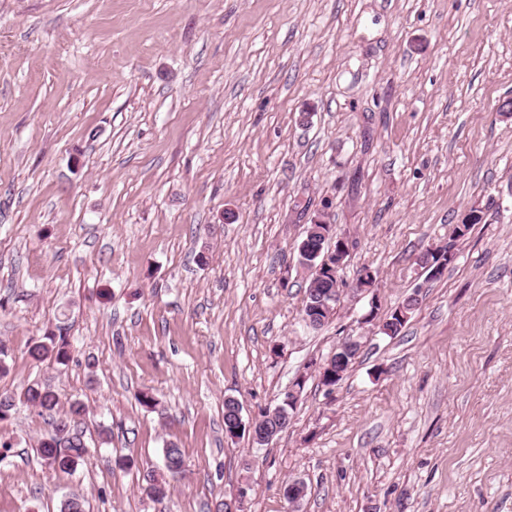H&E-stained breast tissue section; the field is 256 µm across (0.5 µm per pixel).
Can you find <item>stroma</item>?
Instances as JSON below:
<instances>
[{
  "instance_id": "stroma-1",
  "label": "stroma",
  "mask_w": 512,
  "mask_h": 512,
  "mask_svg": "<svg viewBox=\"0 0 512 512\" xmlns=\"http://www.w3.org/2000/svg\"><path fill=\"white\" fill-rule=\"evenodd\" d=\"M507 97L512 0H0V392L80 400L89 446L48 468V420L17 405L0 512H215L242 487L243 512H512ZM320 209L355 247L314 330L295 263ZM451 241L429 278L418 255ZM413 293L399 335L362 323ZM60 325L68 365L30 360ZM352 336L327 391L308 365ZM302 373L270 445L225 437L226 398L248 420Z\"/></svg>"
}]
</instances>
